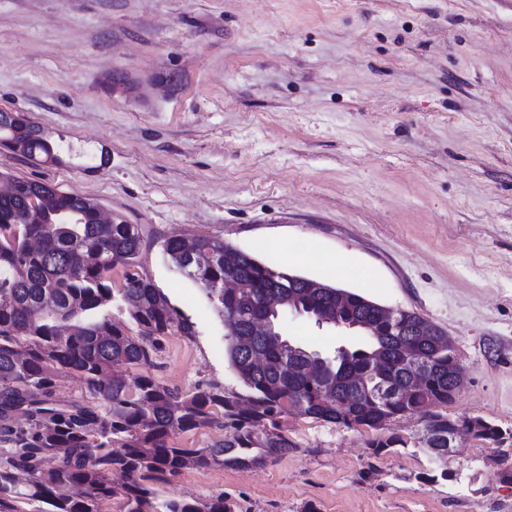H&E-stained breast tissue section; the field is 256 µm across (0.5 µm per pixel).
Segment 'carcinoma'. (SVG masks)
<instances>
[{"instance_id": "obj_1", "label": "carcinoma", "mask_w": 512, "mask_h": 512, "mask_svg": "<svg viewBox=\"0 0 512 512\" xmlns=\"http://www.w3.org/2000/svg\"><path fill=\"white\" fill-rule=\"evenodd\" d=\"M0 144L34 164H60L62 147L31 117L0 112ZM21 189L0 195V512L17 503H45L48 512H104L120 494L122 512H235L220 493L207 500L161 498L155 483L185 470L222 466L238 470L266 464L293 447L285 418H313L347 429H377L416 416L430 437L420 449L433 465L429 482L448 479V364L456 354L410 335L420 316L392 322L380 304L343 290L345 315L364 321L362 342L333 351L297 347L288 370L284 316L272 336L225 334L224 355L249 390L246 399L207 386L182 394L141 374L130 381L113 373L148 366L175 332L191 324L138 271L145 246L135 224L103 223L98 203L76 192L0 172ZM164 257L207 296L224 323L245 324L273 299L288 310V296L306 308L322 298L293 288L288 272L250 253L239 259L247 287L224 288V240L175 236L161 244ZM123 270L112 287V270ZM136 325L112 319V307ZM315 356L317 374L305 364ZM430 368L410 386L415 360ZM78 379L101 401L88 406L57 398L56 379ZM224 428L206 448H178L174 431ZM459 435L490 443L495 429L473 432L471 420L453 422ZM406 447L399 436L368 441L379 458ZM125 477L121 489L110 474Z\"/></svg>"}]
</instances>
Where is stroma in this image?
<instances>
[{"label":"stroma","instance_id":"35a3bbf8","mask_svg":"<svg viewBox=\"0 0 512 512\" xmlns=\"http://www.w3.org/2000/svg\"><path fill=\"white\" fill-rule=\"evenodd\" d=\"M109 70L133 87L108 91ZM1 109L71 151L34 165L0 148V171L141 226L143 273L194 324L153 357L164 386L248 394L223 321L162 257L189 233L433 321L466 370L446 415L512 430V0H0ZM343 257L366 275L337 279ZM287 426V455L187 470L159 494L221 493L236 512H512V444L458 437L453 479L431 483L417 418ZM394 433L407 447L372 457L368 440Z\"/></svg>","mask_w":512,"mask_h":512}]
</instances>
